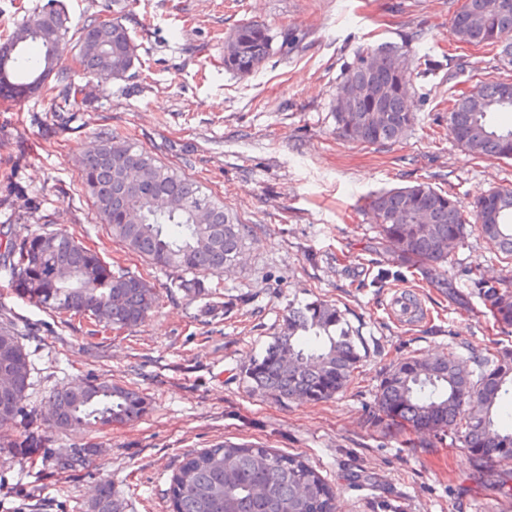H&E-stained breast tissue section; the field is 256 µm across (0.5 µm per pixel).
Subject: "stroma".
<instances>
[{"instance_id": "1", "label": "stroma", "mask_w": 512, "mask_h": 512, "mask_svg": "<svg viewBox=\"0 0 512 512\" xmlns=\"http://www.w3.org/2000/svg\"><path fill=\"white\" fill-rule=\"evenodd\" d=\"M461 0H0V39L25 11L48 5L72 27L132 7L126 25L141 64L107 85L77 78L81 111L58 112L57 91L0 96V224L23 217L33 232L65 230L109 265L139 272L159 305L134 331H93L28 302L0 272V317L21 331L31 361L27 419L0 453V512L44 504L83 512L109 483L124 512H168L172 472L188 452L231 440L297 453L332 484L335 512H512V481L472 462L461 440L402 427L378 410V389L411 358L484 355L512 348L493 328L468 273L512 285V265L473 234L451 253L447 289L418 267L387 260L369 196L421 181L463 212L491 188L512 186V163L476 157L448 133L445 101L481 78L512 81L499 47L458 44L460 68L442 51ZM258 20L303 36L254 74L224 68V37ZM399 46L411 62L407 105L417 116L400 142L364 148L339 138L336 90L362 49ZM129 138L223 199L253 236L209 300L171 288V273L113 242L81 185L76 161L99 131ZM422 309L392 313L396 294ZM336 302L361 354L348 386L322 402H282L255 392L246 367L290 304ZM85 379L138 389L139 421L57 433L41 419L52 391ZM90 448L62 469L43 449Z\"/></svg>"}]
</instances>
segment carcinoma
Wrapping results in <instances>:
<instances>
[{"instance_id":"cac0c4a2","label":"carcinoma","mask_w":512,"mask_h":512,"mask_svg":"<svg viewBox=\"0 0 512 512\" xmlns=\"http://www.w3.org/2000/svg\"><path fill=\"white\" fill-rule=\"evenodd\" d=\"M499 0H462L457 13L468 18L452 26L460 43L480 45ZM120 10L94 18L71 32L57 10H35L17 21L0 43V92L15 100L41 94L54 80L63 89V107L80 106V73L100 84L127 74L138 59L137 45ZM76 39L74 64L53 57L43 36ZM288 47V31L250 20L224 37V68L243 75L262 67L273 44ZM408 63L394 46L361 50L338 87L336 132L363 146L386 147L414 125L406 95L384 96L378 111L368 102L390 83L409 82ZM512 112V83L481 81L448 100V131L475 156L512 159V126L497 127L489 116ZM78 178L112 240L152 264L178 273L171 287L193 299L209 295L208 278L231 266L253 233L224 201L199 182L163 165L147 150L108 132H98L78 161ZM381 238L397 259L417 261L430 283L445 285L443 266L470 232L512 260V188H494L474 205L469 223L457 202L426 182L383 191L367 202ZM64 261L76 278L64 282L56 267ZM0 271L32 303L64 316H78L96 327L132 329L155 311L159 295L136 273L114 271L94 251L66 231L32 233L22 224L0 230ZM483 304L502 328H512V289L479 283ZM360 360L337 304L313 301L288 306L279 331L245 370L253 387L278 400H327L343 391ZM0 434L22 424L31 385L28 354L14 325L0 319ZM512 390V351L501 350L467 370L453 355L411 359L394 367L381 384L380 411L414 430L446 432L465 448H480L484 459L512 464V430L497 421L503 397ZM148 410L140 391L107 380L87 379L52 393L43 421L64 431L130 423ZM91 448L46 452L63 469L85 464ZM172 512H334V491L319 471L296 454L261 445L224 442L195 451L169 479ZM108 483L100 485L87 512H122Z\"/></svg>"}]
</instances>
